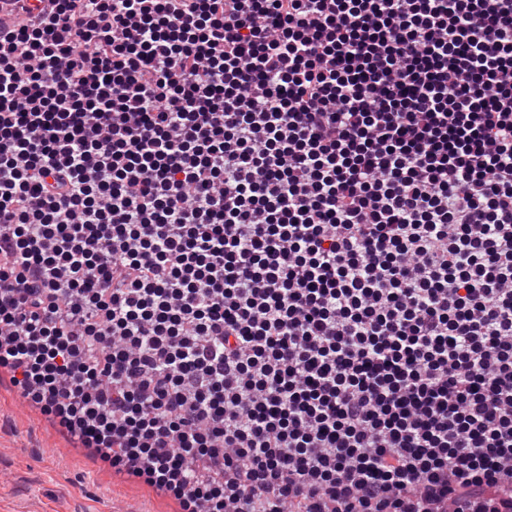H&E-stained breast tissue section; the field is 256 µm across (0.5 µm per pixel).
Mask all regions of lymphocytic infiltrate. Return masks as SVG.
Wrapping results in <instances>:
<instances>
[{"label":"lymphocytic infiltrate","instance_id":"f902f5d3","mask_svg":"<svg viewBox=\"0 0 512 512\" xmlns=\"http://www.w3.org/2000/svg\"><path fill=\"white\" fill-rule=\"evenodd\" d=\"M0 368L182 512H512V0H10Z\"/></svg>","mask_w":512,"mask_h":512}]
</instances>
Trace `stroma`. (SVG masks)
Here are the masks:
<instances>
[{
  "label": "stroma",
  "mask_w": 512,
  "mask_h": 512,
  "mask_svg": "<svg viewBox=\"0 0 512 512\" xmlns=\"http://www.w3.org/2000/svg\"><path fill=\"white\" fill-rule=\"evenodd\" d=\"M0 512H180V506L94 460L0 379Z\"/></svg>",
  "instance_id": "stroma-1"
}]
</instances>
